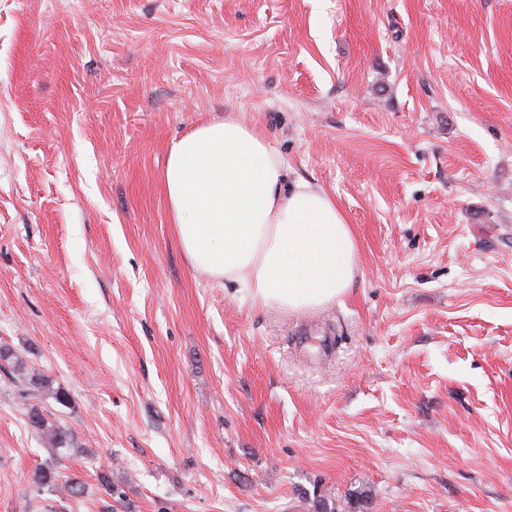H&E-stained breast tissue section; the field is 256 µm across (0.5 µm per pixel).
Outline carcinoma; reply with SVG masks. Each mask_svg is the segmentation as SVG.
<instances>
[{
	"mask_svg": "<svg viewBox=\"0 0 512 512\" xmlns=\"http://www.w3.org/2000/svg\"><path fill=\"white\" fill-rule=\"evenodd\" d=\"M0 372L17 384L18 396L26 406L28 426L42 443L57 455L70 448L72 437L69 430L59 421L48 419L41 406L44 400L51 398L58 405L66 407L71 402L69 393L60 387H51L49 379L30 372L22 356L10 347H0ZM61 482L71 498L77 499L84 495L85 485L82 480L51 465L37 470L32 476V484L39 492H51Z\"/></svg>",
	"mask_w": 512,
	"mask_h": 512,
	"instance_id": "1",
	"label": "carcinoma"
}]
</instances>
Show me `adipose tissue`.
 <instances>
[{"label":"adipose tissue","mask_w":512,"mask_h":512,"mask_svg":"<svg viewBox=\"0 0 512 512\" xmlns=\"http://www.w3.org/2000/svg\"><path fill=\"white\" fill-rule=\"evenodd\" d=\"M164 182L189 261L242 299L302 311L353 282L357 243L345 214L325 191L289 182L278 151L238 120L174 142Z\"/></svg>","instance_id":"obj_1"}]
</instances>
